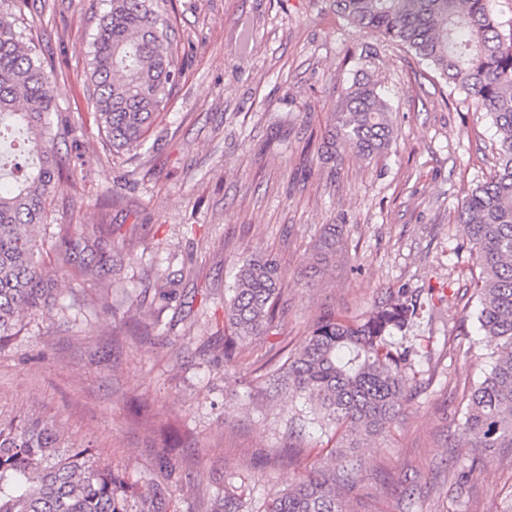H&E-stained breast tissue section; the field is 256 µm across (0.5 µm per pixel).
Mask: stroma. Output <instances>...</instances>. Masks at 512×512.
<instances>
[{
	"label": "stroma",
	"instance_id": "obj_1",
	"mask_svg": "<svg viewBox=\"0 0 512 512\" xmlns=\"http://www.w3.org/2000/svg\"><path fill=\"white\" fill-rule=\"evenodd\" d=\"M108 0H28L35 54L51 67L70 122L56 149L72 171L48 202L72 225L69 255L43 267L60 308L31 318L0 346V413L52 418L102 461L155 473L167 454L183 482L174 512H192L208 484L237 486L249 512L323 458L301 409L267 404L257 367L293 350L320 312L356 317L386 291L415 290L421 310L394 342L424 340L399 424L365 442L359 512H502L512 500V448L488 451L463 504L448 488L473 455L459 434L464 390L495 343L475 319L474 259L457 209L494 171L497 129L413 53L347 24L327 0H173L182 74L144 145L113 155L88 102L87 53ZM380 89L397 139L388 154L341 165L305 151L358 80ZM344 230L346 260L320 275L308 256L323 225ZM281 268L278 336L224 359V296L241 261ZM172 289L164 305L158 289ZM142 303L149 335L113 336L103 309Z\"/></svg>",
	"mask_w": 512,
	"mask_h": 512
}]
</instances>
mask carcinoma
I'll return each mask as SVG.
<instances>
[{"mask_svg": "<svg viewBox=\"0 0 512 512\" xmlns=\"http://www.w3.org/2000/svg\"><path fill=\"white\" fill-rule=\"evenodd\" d=\"M493 0H329L353 27L379 33L415 53L445 83L470 97L495 124L496 170L466 195L458 221L479 265L476 319L496 341L490 368L468 391L460 434L474 448H512V31L505 34ZM24 0H0V137L25 134L27 158L11 167L0 191V345L23 321L55 303L40 262L46 202L64 162L55 141L69 135L55 112L53 73L34 55L14 17ZM171 0H109L92 37V105L116 153L142 146L181 74L170 22ZM395 141L392 113L370 81L354 83L337 111L321 152L343 160L346 150L369 158ZM343 249L342 225L328 224L312 246L320 263ZM282 272L271 255L245 258L224 299V358L253 337L277 335ZM418 294L401 288L366 316L328 311L273 369L278 384L315 414L336 446L323 464L264 503V512H354L352 492L361 460L348 453L400 421L415 379L413 360L428 351L402 347L394 332L410 328ZM482 460L457 468L461 496ZM179 479L133 480L97 460L95 448L64 443L54 422L38 415L0 416V512H170ZM196 512H242L230 485L216 486Z\"/></svg>", "mask_w": 512, "mask_h": 512, "instance_id": "carcinoma-1", "label": "carcinoma"}]
</instances>
